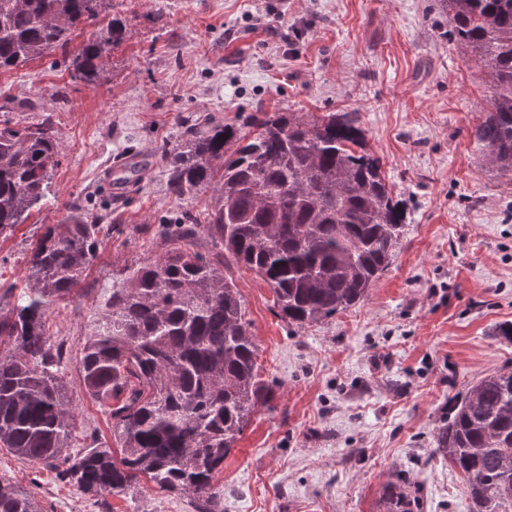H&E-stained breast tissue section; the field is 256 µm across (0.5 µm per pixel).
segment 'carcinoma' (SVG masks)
<instances>
[{
  "label": "carcinoma",
  "instance_id": "obj_1",
  "mask_svg": "<svg viewBox=\"0 0 512 512\" xmlns=\"http://www.w3.org/2000/svg\"><path fill=\"white\" fill-rule=\"evenodd\" d=\"M110 0H0V73L56 50L93 25ZM449 36L480 63L491 98L471 132L489 171L512 180V0H440ZM114 17L72 60L94 83L104 54L123 40ZM61 149L53 123L0 124V236L47 198ZM167 191L185 199L207 187L206 216L186 211L159 225L168 249L112 278L107 313L86 343V393L107 407L112 443L66 452L72 417L58 373L62 351L47 335L53 304L73 296L119 227L74 208L41 225L27 257L26 288L0 300V448L56 470L85 493H126L145 481L223 512L217 479L249 417L268 403L258 349L226 270L243 267L273 293V310L305 327L368 296L392 264L405 226L383 171L350 112H253L241 123L188 126L165 145ZM219 249H196L199 233ZM436 454L463 475L472 512H512V368L467 388L438 428ZM417 496L393 485L389 512ZM0 512H43L0 475Z\"/></svg>",
  "mask_w": 512,
  "mask_h": 512
}]
</instances>
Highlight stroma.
Returning <instances> with one entry per match:
<instances>
[{
	"instance_id": "35a3bbf8",
	"label": "stroma",
	"mask_w": 512,
	"mask_h": 512,
	"mask_svg": "<svg viewBox=\"0 0 512 512\" xmlns=\"http://www.w3.org/2000/svg\"><path fill=\"white\" fill-rule=\"evenodd\" d=\"M126 38L89 85L69 65L89 37L0 73V120L49 117L61 161L46 203L0 237V293L21 291L39 228L72 203L120 225L82 294L56 303L47 334L64 346L71 450L111 440L79 377L112 274L167 249L160 224L204 213L212 190L179 200L156 158L176 116L235 122L250 112L355 113L408 213L397 255L364 302L297 328L268 286L232 268L258 347L267 405L250 416L217 482L224 512H386L388 483L422 489L423 512H470L462 475L435 455L461 392L512 367V181L483 164L470 135L489 97L479 66L448 40L438 0H112ZM132 150L129 183L109 170ZM0 474L43 512H196L189 494L142 485L93 496L0 448Z\"/></svg>"
}]
</instances>
